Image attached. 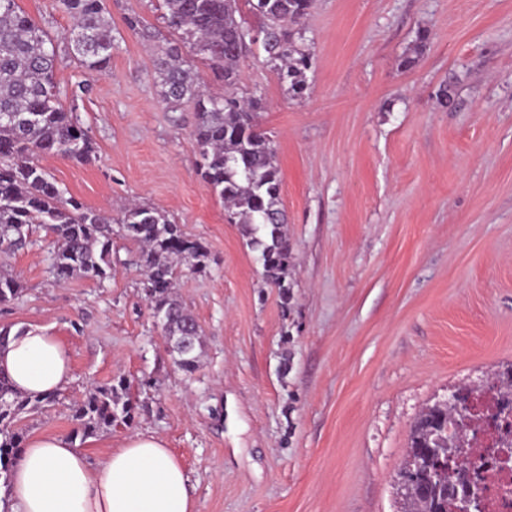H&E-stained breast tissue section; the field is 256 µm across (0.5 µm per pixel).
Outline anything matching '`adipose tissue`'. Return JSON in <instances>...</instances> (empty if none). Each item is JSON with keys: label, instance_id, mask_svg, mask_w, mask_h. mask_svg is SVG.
<instances>
[{"label": "adipose tissue", "instance_id": "1", "mask_svg": "<svg viewBox=\"0 0 512 512\" xmlns=\"http://www.w3.org/2000/svg\"><path fill=\"white\" fill-rule=\"evenodd\" d=\"M0 373L18 392L60 391L71 378L65 346L41 327L0 344ZM14 512H194L183 467L150 433L128 438L98 467L57 435L34 438L13 466Z\"/></svg>", "mask_w": 512, "mask_h": 512}]
</instances>
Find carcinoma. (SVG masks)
Segmentation results:
<instances>
[{
	"mask_svg": "<svg viewBox=\"0 0 512 512\" xmlns=\"http://www.w3.org/2000/svg\"><path fill=\"white\" fill-rule=\"evenodd\" d=\"M72 18L65 33V52L89 72L107 68L115 37L101 0H59ZM250 10L264 19L256 41L242 42L247 31L238 20V0H161L163 19L174 35L158 33L134 16L127 27L154 47L155 79L165 101L178 107L192 101L197 112L193 131L197 172L223 202L230 219L244 226L249 245L259 252L266 281L279 290L288 304V266L292 246L280 208V170L276 149L255 122L263 109L256 98L207 93L188 57L207 64L224 87L235 86L242 60L254 43L261 44L275 64L281 83L296 97L304 90L308 56L294 42L286 27L300 23L312 0H247ZM59 46L42 27L29 19L17 0H0V253L23 248L34 224H45L55 236L49 269L59 280L83 275L103 281L112 274V235L121 233L139 244L144 268V290L158 316L167 349L178 368L192 372L202 353L200 327L173 296L179 265L205 267L202 245L188 238L181 226L153 207L127 208L112 228V217L64 197L37 156H61L78 163L92 160L95 147L76 109L65 108L62 98L77 97L54 80ZM19 280L0 272V302L15 299ZM56 401V394L29 396L17 392L0 375V485L10 484L22 436L12 429L17 417ZM137 403L123 379L90 392L74 410L76 433L87 437L134 421ZM460 419L456 407L438 402L422 413L412 429L411 444L402 466L410 464L415 449L432 444L434 430ZM474 462L457 452L448 456V480ZM421 478L403 488V512H455V499L442 493L422 496L415 489Z\"/></svg>",
	"mask_w": 512,
	"mask_h": 512,
	"instance_id": "obj_1",
	"label": "carcinoma"
}]
</instances>
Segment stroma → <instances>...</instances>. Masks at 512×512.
<instances>
[{"instance_id":"1","label":"stroma","mask_w":512,"mask_h":512,"mask_svg":"<svg viewBox=\"0 0 512 512\" xmlns=\"http://www.w3.org/2000/svg\"><path fill=\"white\" fill-rule=\"evenodd\" d=\"M116 48L90 73L68 57L59 85L95 142L86 164L42 160L85 208L166 212L207 252L175 293L202 330L194 372L154 325L139 247L114 236L112 277L56 281L54 242L0 253L19 297L0 329L40 326L68 348L55 403L15 422L25 439H71L98 465L138 433L158 435L189 478L195 512H398L411 427L452 388L512 364V0H313L299 29L302 96L261 48L239 95L266 104L293 246L288 302L195 166L191 104L171 108L153 52L128 29L165 24L156 0H102ZM430 38L418 46L416 35ZM416 63L404 69L401 61ZM447 85L454 106L435 94ZM126 379L132 426L75 437V404Z\"/></svg>"}]
</instances>
